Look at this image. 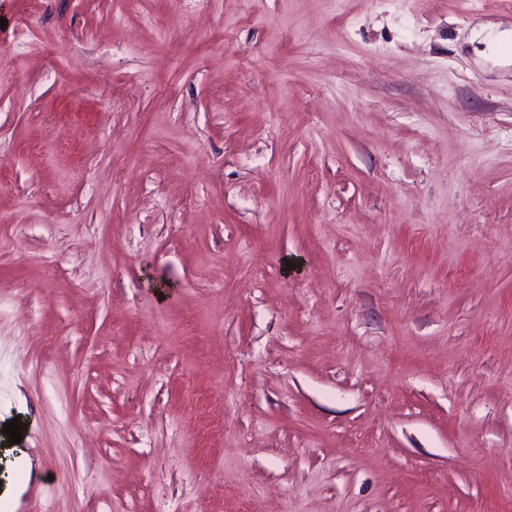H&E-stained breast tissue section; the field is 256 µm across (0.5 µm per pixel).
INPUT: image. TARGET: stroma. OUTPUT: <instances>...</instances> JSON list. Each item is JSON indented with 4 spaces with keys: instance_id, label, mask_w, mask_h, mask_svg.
I'll list each match as a JSON object with an SVG mask.
<instances>
[{
    "instance_id": "obj_1",
    "label": "stroma",
    "mask_w": 512,
    "mask_h": 512,
    "mask_svg": "<svg viewBox=\"0 0 512 512\" xmlns=\"http://www.w3.org/2000/svg\"><path fill=\"white\" fill-rule=\"evenodd\" d=\"M18 512H512V0H0Z\"/></svg>"
}]
</instances>
